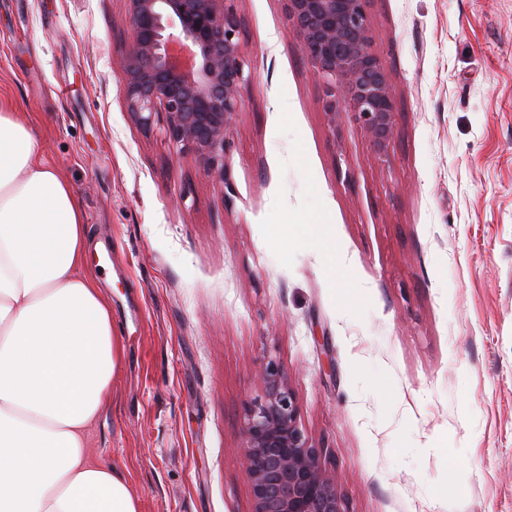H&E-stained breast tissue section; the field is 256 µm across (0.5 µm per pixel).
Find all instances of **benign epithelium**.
<instances>
[{
	"instance_id": "7a95c632",
	"label": "benign epithelium",
	"mask_w": 512,
	"mask_h": 512,
	"mask_svg": "<svg viewBox=\"0 0 512 512\" xmlns=\"http://www.w3.org/2000/svg\"><path fill=\"white\" fill-rule=\"evenodd\" d=\"M234 0H127L132 31L122 60L126 111L144 131L164 122L177 152L193 154L208 177L228 181L224 156L248 83L243 22ZM301 49L322 82L330 129L360 124L384 154L395 105L372 49L369 0H283ZM247 413L241 448L253 512H345L336 475L299 422L295 394L275 363Z\"/></svg>"
}]
</instances>
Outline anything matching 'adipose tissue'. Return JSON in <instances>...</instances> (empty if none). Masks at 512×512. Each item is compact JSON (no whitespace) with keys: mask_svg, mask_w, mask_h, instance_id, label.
Wrapping results in <instances>:
<instances>
[{"mask_svg":"<svg viewBox=\"0 0 512 512\" xmlns=\"http://www.w3.org/2000/svg\"><path fill=\"white\" fill-rule=\"evenodd\" d=\"M89 246L70 185L0 102V512H141L88 449L123 359Z\"/></svg>","mask_w":512,"mask_h":512,"instance_id":"adipose-tissue-1","label":"adipose tissue"}]
</instances>
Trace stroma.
I'll return each instance as SVG.
<instances>
[{
    "label": "stroma",
    "mask_w": 512,
    "mask_h": 512,
    "mask_svg": "<svg viewBox=\"0 0 512 512\" xmlns=\"http://www.w3.org/2000/svg\"><path fill=\"white\" fill-rule=\"evenodd\" d=\"M228 182L127 113L126 0H0V97L69 182L124 360L88 437L142 512H253L277 363L346 512H512V0H370L396 106L329 128L282 0H236Z\"/></svg>",
    "instance_id": "obj_1"
}]
</instances>
